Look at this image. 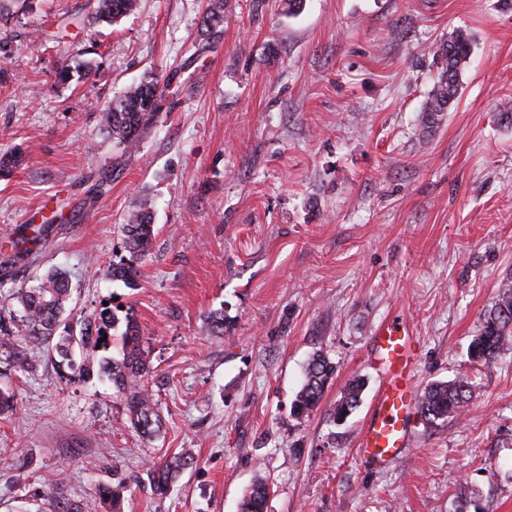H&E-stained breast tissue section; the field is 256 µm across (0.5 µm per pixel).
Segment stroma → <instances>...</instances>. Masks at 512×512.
Wrapping results in <instances>:
<instances>
[{
  "label": "stroma",
  "instance_id": "1",
  "mask_svg": "<svg viewBox=\"0 0 512 512\" xmlns=\"http://www.w3.org/2000/svg\"><path fill=\"white\" fill-rule=\"evenodd\" d=\"M137 0L114 24L96 0H0V338L37 351L32 372L0 351V512H240L270 485L267 512H512V349L468 360L479 319L512 285V0ZM472 40L458 98L423 133L437 43ZM71 76L60 79L61 68ZM168 90L137 148L122 153L103 109L148 72ZM155 238L135 281L106 277L133 207ZM45 233L31 252L9 241ZM66 271L72 316L132 314L163 427L144 439L102 367L74 377L24 341L10 290ZM224 314L213 336L210 313ZM401 316L418 346L414 383L467 374L448 425L413 415V446L385 470L359 455L381 373L371 333ZM327 351L336 375L297 419L303 366ZM360 407L329 410L353 376ZM189 450L167 494L148 470ZM480 495L460 505L461 486ZM270 486L267 481L259 480L245 493L241 505V512H265L269 498Z\"/></svg>",
  "mask_w": 512,
  "mask_h": 512
}]
</instances>
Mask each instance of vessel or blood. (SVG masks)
Here are the masks:
<instances>
[{
    "mask_svg": "<svg viewBox=\"0 0 512 512\" xmlns=\"http://www.w3.org/2000/svg\"><path fill=\"white\" fill-rule=\"evenodd\" d=\"M371 345L370 357L383 375L358 446L366 462L382 469L411 446L409 418L417 400L412 384L417 355L410 326L396 317L374 330Z\"/></svg>",
    "mask_w": 512,
    "mask_h": 512,
    "instance_id": "vessel-or-blood-1",
    "label": "vessel or blood"
}]
</instances>
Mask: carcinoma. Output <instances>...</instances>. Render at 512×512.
Masks as SVG:
<instances>
[{"mask_svg":"<svg viewBox=\"0 0 512 512\" xmlns=\"http://www.w3.org/2000/svg\"><path fill=\"white\" fill-rule=\"evenodd\" d=\"M227 2L211 9L203 18L205 32L218 31L224 22ZM136 8V0H97L96 18L112 23ZM433 55L441 60L442 69L434 87L423 104L420 113L422 128L431 129L439 117L448 111L457 98L461 79L471 58L469 37L463 31H455L436 44ZM164 85L155 73H149L142 81L127 87L110 105L105 107V131L113 143L127 153L137 145L141 132L160 107ZM126 255L110 264L106 275L113 280L132 281L146 258L154 238L151 213L141 207L132 209L121 225ZM21 307L25 336L34 342L48 343V352L56 355L78 373L89 368L74 363L77 352L106 347L111 343L113 332H121L120 357L105 362L104 373L112 385L125 396L129 410L130 427L144 438H152L160 432L161 419L157 404L149 394L144 380L150 373L149 356L142 345L137 322L131 314L119 319L106 308L89 317L66 318L70 301L67 275L60 269H52L30 288L12 293ZM512 345V292L503 293L480 319L477 334L469 346V359L489 365ZM336 373V366L329 356L318 350L312 354L304 368V378L293 401V415L302 418L321 407L325 390ZM366 381L356 377L348 382L344 392L330 412V418L340 420L349 417L361 404ZM471 393L468 378L459 375L447 382L430 384L418 401V411L426 424L443 425L448 419L458 417ZM194 464L191 452L184 450L165 460L150 471L154 489L164 494L171 484L189 466ZM268 482L259 480L245 493L241 512H265L269 498Z\"/></svg>","mask_w":512,"mask_h":512,"instance_id":"1","label":"carcinoma"}]
</instances>
